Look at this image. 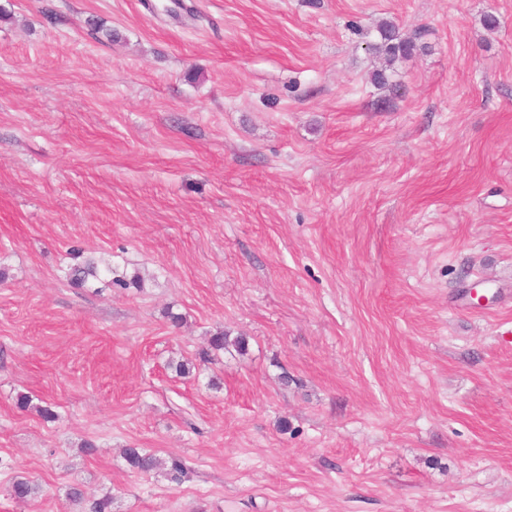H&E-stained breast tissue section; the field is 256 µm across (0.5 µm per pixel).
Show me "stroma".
<instances>
[{
	"label": "stroma",
	"mask_w": 512,
	"mask_h": 512,
	"mask_svg": "<svg viewBox=\"0 0 512 512\" xmlns=\"http://www.w3.org/2000/svg\"><path fill=\"white\" fill-rule=\"evenodd\" d=\"M0 8V512H512V0ZM380 35V42L375 44L373 48L378 54L384 56L389 65L399 57L411 55L417 48L414 42L399 39L393 25L383 27ZM123 457L128 469L138 474L147 475L164 469L167 479L176 484H180L186 475L185 465L180 459L171 458L164 462L147 448L129 446L124 448ZM8 492L17 502L26 503L39 495L40 486L27 477H18L8 488Z\"/></svg>",
	"instance_id": "stroma-1"
}]
</instances>
